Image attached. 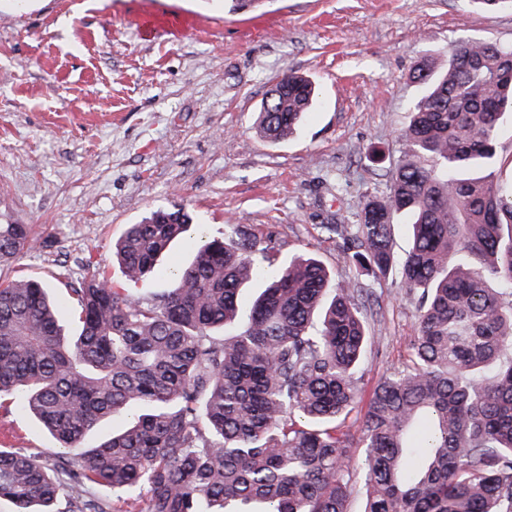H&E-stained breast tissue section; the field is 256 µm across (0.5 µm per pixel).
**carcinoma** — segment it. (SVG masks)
I'll return each mask as SVG.
<instances>
[{
	"label": "carcinoma",
	"instance_id": "carcinoma-1",
	"mask_svg": "<svg viewBox=\"0 0 512 512\" xmlns=\"http://www.w3.org/2000/svg\"><path fill=\"white\" fill-rule=\"evenodd\" d=\"M412 78L425 92L387 193L365 198L359 223L323 225L347 240V280L312 256L280 263L272 241L238 224L191 236L187 210L160 207L127 226L116 257L137 284L187 240L193 258L164 294L95 274L70 289V336L42 282L0 283V398L25 392L24 408L75 451L51 473L0 449V500L14 512H103L84 498L99 485L138 512H349L360 484L363 512H512V183L497 172L512 49L468 40L447 69L425 60ZM314 96L311 79L283 74L261 103L260 136L292 135ZM36 243L35 225L0 223V266ZM394 272L417 302L414 357L345 432L369 341L355 295ZM131 407L120 433L83 447Z\"/></svg>",
	"mask_w": 512,
	"mask_h": 512
}]
</instances>
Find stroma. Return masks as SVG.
I'll use <instances>...</instances> for the list:
<instances>
[{
    "instance_id": "obj_1",
    "label": "stroma",
    "mask_w": 512,
    "mask_h": 512,
    "mask_svg": "<svg viewBox=\"0 0 512 512\" xmlns=\"http://www.w3.org/2000/svg\"><path fill=\"white\" fill-rule=\"evenodd\" d=\"M512 47V7L473 0H268L233 12L223 0H0V222L32 224L40 245L0 267L66 300L106 270L127 225L182 206L208 237L239 224L272 239L280 261L312 253L352 277L342 240L365 196L387 192L423 88V59L447 66L458 40ZM318 97L287 140L256 129L284 72ZM371 336L359 371V424L376 384L406 368L415 303L396 277L373 281ZM0 448L53 466V436L10 398Z\"/></svg>"
}]
</instances>
